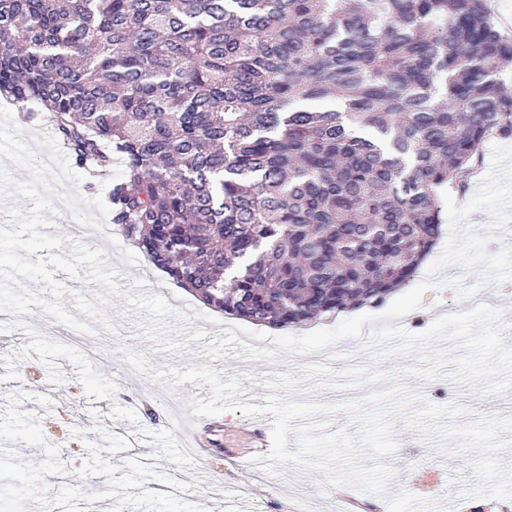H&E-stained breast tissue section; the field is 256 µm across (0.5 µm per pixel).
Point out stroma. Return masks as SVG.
Segmentation results:
<instances>
[{"instance_id": "obj_1", "label": "stroma", "mask_w": 512, "mask_h": 512, "mask_svg": "<svg viewBox=\"0 0 512 512\" xmlns=\"http://www.w3.org/2000/svg\"><path fill=\"white\" fill-rule=\"evenodd\" d=\"M103 249L109 255L110 263L119 272V284L123 290H130L136 280L148 283L151 292L163 295L168 302L177 308H191L196 314L210 317L211 322L206 329L210 335L221 334L223 326L236 325L232 316L217 311L204 304L198 297L179 288L164 272L155 267L132 242L127 240L116 225L109 220H102L96 230ZM443 310L461 312L471 309L473 304H486L504 309L505 319L512 324V281L482 288L474 300L461 299L457 292H444ZM38 330L47 336L70 344L82 350L92 365L104 375L114 378L118 384L115 400H94L85 397L83 388L77 380L74 367L67 359H59L58 366L65 376L64 382L58 385L48 380L46 366L31 356L17 365L19 378L15 381L4 380V367L0 366V413L4 412L7 396L16 389H24L39 395L52 398L53 404L44 408L36 402L26 401L22 410L38 413L40 424L46 438L60 445V458L72 468V475L62 477L48 476L47 481L52 487L67 484L82 486L84 491L106 490V479L102 476L79 480L74 470L82 464L87 452L80 440L70 438L71 428L91 429L94 422H101L111 432L133 437L136 427L146 429H164L172 423H194L200 436L197 448L206 461L207 481L201 483L199 490L182 493V500L206 506L209 512H221L222 507H234L236 502H243L244 512H292L298 503L299 493H307L310 502L316 503L318 512H329L328 505L339 500L340 489H323V476L318 472H298L286 470L283 475L268 477L260 481L259 471L252 464L251 454H234L233 444L239 441H253L259 454H266L271 445V415L246 417L241 412L227 410L214 417L189 419L187 402L191 397L209 398V387H198L187 383L170 390L159 384H152L150 392L141 391L132 384L128 376L129 365L113 355L112 350L118 343H126L136 350L146 352L152 367L159 368L171 364L180 368L199 363L213 364L215 369L224 371L226 375L242 377L245 390L243 399L251 404H262L266 393L265 388L255 385V378L270 373L280 375L290 370L291 366L311 363L329 362L333 368H341L351 358H358L360 363L374 371H390L396 369L397 361L376 360L366 353L361 342L347 340L331 348L329 353L299 355L292 359H278L275 362H246L238 357L230 356L214 362L206 357L195 358L190 355H170L152 350L150 342L142 340L135 327L124 324L119 336L101 333L100 336L83 335L66 326L54 322L42 310H35L28 318ZM412 387L419 391L426 400L436 405L458 403L469 409L473 416H496L512 418V408L508 400L512 399V390L501 395H483L476 390L457 387L446 379L428 382L412 380ZM120 405L134 410L137 421L129 423L112 419L109 415L112 405ZM99 409L100 419H93L91 409ZM154 411L155 419H148L147 411ZM396 437L399 446L390 457L384 458L383 464L394 470L395 478L392 489H405L422 498H439L443 488L433 482L422 479L423 466L430 465L437 469L455 470L462 476H470L471 470L466 458L439 456L427 445L422 444L418 434L406 426L398 424Z\"/></svg>"}]
</instances>
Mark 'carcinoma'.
Listing matches in <instances>:
<instances>
[{
	"mask_svg": "<svg viewBox=\"0 0 512 512\" xmlns=\"http://www.w3.org/2000/svg\"><path fill=\"white\" fill-rule=\"evenodd\" d=\"M486 0H0V93L180 287L273 327L378 304L512 136ZM334 98L339 107L305 102ZM495 146L512 147V138L503 139L497 135L489 136L483 144L480 156L474 162V171L467 178V186L459 192L456 188H448L457 205L467 203L477 192L480 184L491 169L493 148Z\"/></svg>",
	"mask_w": 512,
	"mask_h": 512,
	"instance_id": "carcinoma-1",
	"label": "carcinoma"
}]
</instances>
